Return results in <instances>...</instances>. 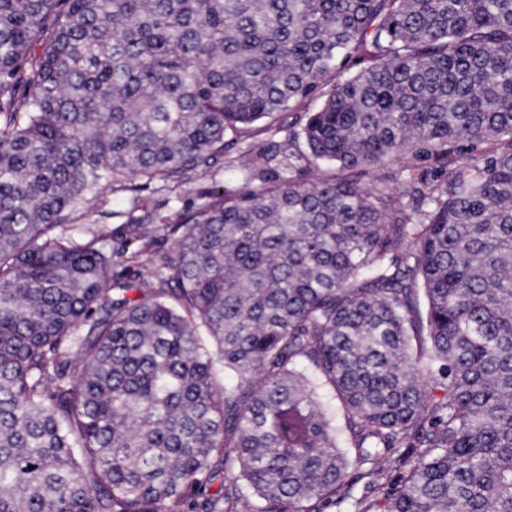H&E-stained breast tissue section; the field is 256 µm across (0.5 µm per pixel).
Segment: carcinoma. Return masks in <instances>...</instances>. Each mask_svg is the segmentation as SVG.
<instances>
[{
	"label": "carcinoma",
	"instance_id": "1",
	"mask_svg": "<svg viewBox=\"0 0 512 512\" xmlns=\"http://www.w3.org/2000/svg\"><path fill=\"white\" fill-rule=\"evenodd\" d=\"M344 504L512 512V0H0V512ZM261 126L254 127L251 136L246 137L243 144L230 151L223 166L184 185L180 191L181 196L184 199L197 200L201 187L213 182L223 184L230 190L258 186L260 181L254 179L255 175L265 171L269 166L275 167L278 163V161L268 163L266 157L261 154V150L271 144H277L281 145V153L277 159L283 160V156L288 155V145L285 143L284 133L274 135V129L261 131ZM402 165H406V163L389 164L386 165L383 169L375 168L370 175L362 178L360 184L363 187H370L372 183L380 182L379 179L383 174H388L390 178L387 183L394 189L401 188L403 179L407 174V171L402 172Z\"/></svg>",
	"mask_w": 512,
	"mask_h": 512
}]
</instances>
